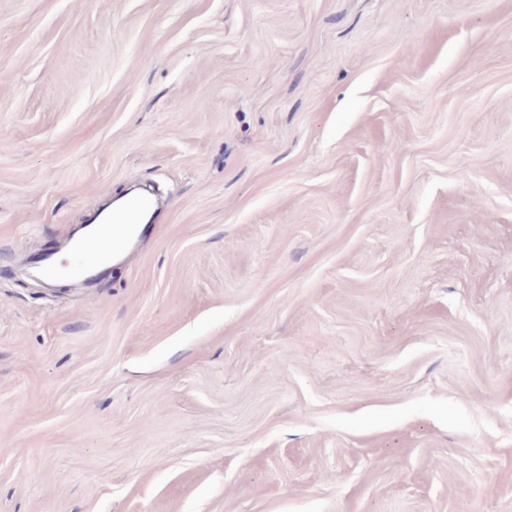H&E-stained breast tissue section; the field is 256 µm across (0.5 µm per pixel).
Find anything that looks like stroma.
Instances as JSON below:
<instances>
[{"mask_svg": "<svg viewBox=\"0 0 512 512\" xmlns=\"http://www.w3.org/2000/svg\"><path fill=\"white\" fill-rule=\"evenodd\" d=\"M92 287L29 257L133 186ZM512 512V0H0V512Z\"/></svg>", "mask_w": 512, "mask_h": 512, "instance_id": "stroma-1", "label": "stroma"}]
</instances>
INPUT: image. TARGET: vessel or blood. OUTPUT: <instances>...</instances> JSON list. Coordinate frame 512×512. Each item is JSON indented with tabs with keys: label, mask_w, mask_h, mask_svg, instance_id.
<instances>
[{
	"label": "vessel or blood",
	"mask_w": 512,
	"mask_h": 512,
	"mask_svg": "<svg viewBox=\"0 0 512 512\" xmlns=\"http://www.w3.org/2000/svg\"><path fill=\"white\" fill-rule=\"evenodd\" d=\"M153 205L152 197L135 195L124 209L112 213L103 223L91 226L84 237L70 240L64 250L48 249L34 254L30 263L50 279L62 276L84 279L108 266L114 252L123 249L129 238L138 232L144 214Z\"/></svg>",
	"instance_id": "obj_1"
}]
</instances>
